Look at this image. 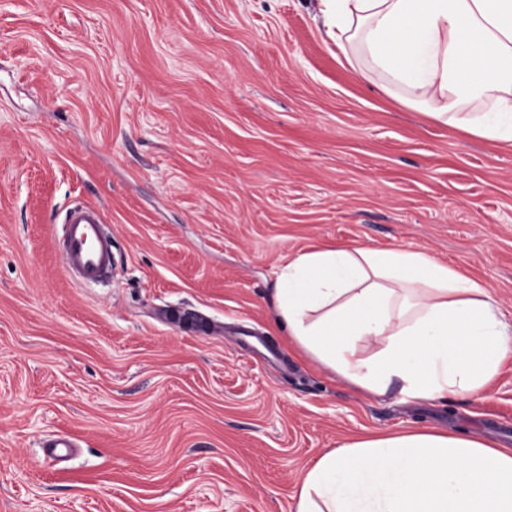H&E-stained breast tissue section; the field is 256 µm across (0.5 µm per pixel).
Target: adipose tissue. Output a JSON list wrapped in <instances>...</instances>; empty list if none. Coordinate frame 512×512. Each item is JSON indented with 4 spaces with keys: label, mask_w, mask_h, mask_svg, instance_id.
Segmentation results:
<instances>
[{
    "label": "adipose tissue",
    "mask_w": 512,
    "mask_h": 512,
    "mask_svg": "<svg viewBox=\"0 0 512 512\" xmlns=\"http://www.w3.org/2000/svg\"><path fill=\"white\" fill-rule=\"evenodd\" d=\"M352 70L432 119L512 142V0H319ZM480 101L476 112L465 111ZM277 322L366 395L477 396L512 358L486 286L423 252L336 246L284 263ZM295 512H512V448L430 428L361 433L298 484Z\"/></svg>",
    "instance_id": "adipose-tissue-1"
}]
</instances>
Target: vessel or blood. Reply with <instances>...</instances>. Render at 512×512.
I'll return each mask as SVG.
<instances>
[{
	"instance_id": "obj_1",
	"label": "vessel or blood",
	"mask_w": 512,
	"mask_h": 512,
	"mask_svg": "<svg viewBox=\"0 0 512 512\" xmlns=\"http://www.w3.org/2000/svg\"><path fill=\"white\" fill-rule=\"evenodd\" d=\"M103 224L102 212L92 206H77L66 213L62 259L76 282L98 281L112 268V238L105 234Z\"/></svg>"
}]
</instances>
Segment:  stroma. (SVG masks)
<instances>
[{
  "instance_id": "stroma-1",
  "label": "stroma",
  "mask_w": 512,
  "mask_h": 512,
  "mask_svg": "<svg viewBox=\"0 0 512 512\" xmlns=\"http://www.w3.org/2000/svg\"><path fill=\"white\" fill-rule=\"evenodd\" d=\"M77 202L117 246L100 283L63 266ZM336 245L426 252L511 325L512 143L356 78L317 0H0V512H294L356 434L512 448V360L429 403L289 343L278 271Z\"/></svg>"
}]
</instances>
